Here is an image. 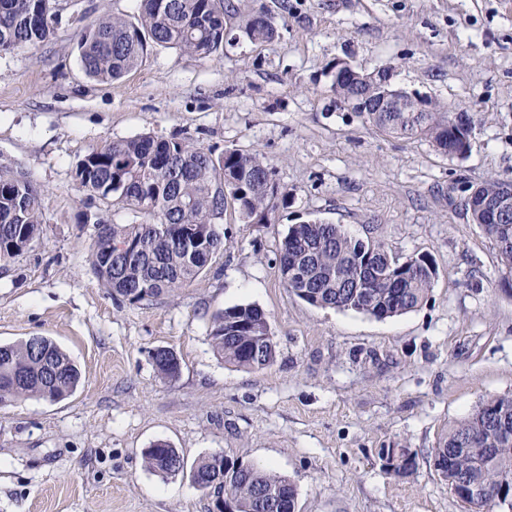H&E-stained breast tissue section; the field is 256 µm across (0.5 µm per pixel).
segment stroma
Wrapping results in <instances>:
<instances>
[{
    "label": "stroma",
    "instance_id": "1",
    "mask_svg": "<svg viewBox=\"0 0 512 512\" xmlns=\"http://www.w3.org/2000/svg\"><path fill=\"white\" fill-rule=\"evenodd\" d=\"M223 50L190 57L157 47L120 80L85 75L73 16L131 17L137 0H56L49 40L0 54V168L43 189L42 234L0 272V343L53 338L77 362L70 397L0 403V512H212L189 473L146 467L163 441L187 462L215 454L272 468L297 512H476L435 470L446 428L492 397L512 396V288L493 242L469 223L456 185L512 180V7L506 0H231ZM278 29L251 42L252 15ZM389 65L397 83L468 111L469 157L384 134L340 105L331 65ZM152 134L219 154L259 152L288 193L265 224L227 210L224 250L190 286L135 305L94 274V227L142 215L88 204L73 168L93 148ZM341 225L392 253L433 259L437 278L415 310L379 320L318 308L285 288L289 226ZM269 316L276 358L263 370L224 364L212 316L233 305ZM173 350L176 377L152 354ZM410 448L412 475L380 451Z\"/></svg>",
    "mask_w": 512,
    "mask_h": 512
}]
</instances>
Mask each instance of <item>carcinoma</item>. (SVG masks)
Returning <instances> with one entry per match:
<instances>
[{
  "label": "carcinoma",
  "mask_w": 512,
  "mask_h": 512,
  "mask_svg": "<svg viewBox=\"0 0 512 512\" xmlns=\"http://www.w3.org/2000/svg\"><path fill=\"white\" fill-rule=\"evenodd\" d=\"M234 6L226 0H139L132 18L101 17L81 28L76 49L85 74L115 81L139 67L157 46L175 48L191 57H206L224 48V16ZM59 23L53 0H0V53L36 46L49 39ZM244 31L254 42L272 40L277 29L265 16L253 17ZM365 123L396 137L424 140L444 154L472 151L468 131H454L438 112H367ZM74 179L100 201L151 217L141 224H117L101 216L94 226L90 264L104 288L130 304L162 294H175L193 283L213 256L224 248L219 221L233 207L246 221L262 224L287 195L279 193L273 170L257 152L227 149L219 155L186 138L159 139L150 134L112 141L84 155ZM465 212L494 241L512 274V220L488 223V212ZM43 192L22 170H0V268L21 256L20 239L40 238ZM204 236L206 246L193 253L175 237L186 230ZM140 245L135 253L119 245ZM284 286L306 303L354 311L376 319L402 315L422 305L437 275L426 255L398 258L381 240H356L337 224L322 221L293 224L279 251ZM267 315L252 305L227 307L211 322V345L224 362L237 368L262 370L276 357L274 336H258ZM157 371L173 378L178 357L168 349L152 356ZM81 372L71 356L51 339L30 337L0 344V401L39 398L55 401L72 394ZM512 397L484 401L468 418L440 439L433 454L442 460L441 474L460 482L495 490L512 484ZM403 460L399 475L416 469L407 448H388ZM152 470L176 475L190 469L205 489L224 494L234 512H268L263 492H272L280 512H296L297 492L287 477L260 466L224 461V479L217 480L213 459L189 466L178 450L157 442L143 452Z\"/></svg>",
  "instance_id": "obj_1"
}]
</instances>
